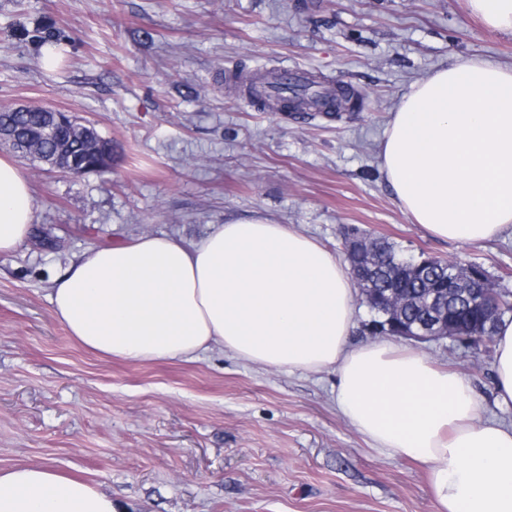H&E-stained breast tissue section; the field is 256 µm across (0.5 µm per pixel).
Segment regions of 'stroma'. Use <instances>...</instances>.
I'll use <instances>...</instances> for the list:
<instances>
[{
    "label": "stroma",
    "instance_id": "stroma-1",
    "mask_svg": "<svg viewBox=\"0 0 512 512\" xmlns=\"http://www.w3.org/2000/svg\"><path fill=\"white\" fill-rule=\"evenodd\" d=\"M62 41L50 70L40 36ZM512 65V35L465 0H0V108L47 104L112 141V171L21 161L36 238L0 254V468L48 463L122 512H436L423 466L379 453L339 414L336 374L288 373L219 350L107 360L52 315L53 278L91 246L143 233L193 243L262 216L334 255L358 227L404 255L481 263L512 291V235L432 237L396 202L379 140L399 97L452 56ZM307 69L360 112L261 110L237 69ZM463 374L486 416L494 355L420 344Z\"/></svg>",
    "mask_w": 512,
    "mask_h": 512
}]
</instances>
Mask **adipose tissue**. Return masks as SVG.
<instances>
[{
    "label": "adipose tissue",
    "mask_w": 512,
    "mask_h": 512,
    "mask_svg": "<svg viewBox=\"0 0 512 512\" xmlns=\"http://www.w3.org/2000/svg\"><path fill=\"white\" fill-rule=\"evenodd\" d=\"M396 201L432 236L512 231V66L456 59L413 83L380 142ZM30 185L0 158V253L26 240ZM56 321L103 358L198 360L222 350L289 372L334 369L339 413L382 452L425 466L436 512H512V424L481 414L470 381L389 340L351 346L349 269L314 238L251 217L192 244L142 234L92 248L51 288ZM497 403L512 408V320L496 332ZM0 512H117L49 464L0 470Z\"/></svg>",
    "instance_id": "ef3b65f1"
}]
</instances>
